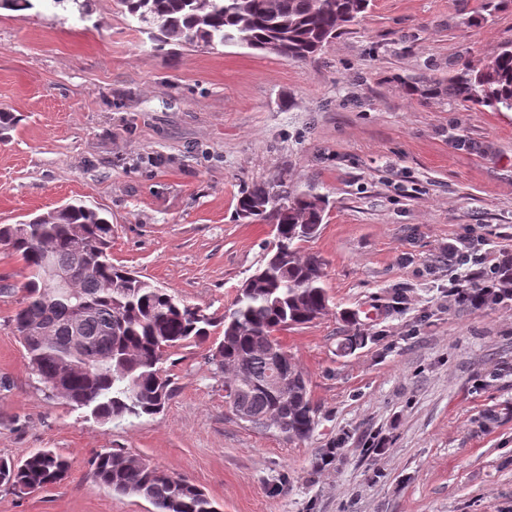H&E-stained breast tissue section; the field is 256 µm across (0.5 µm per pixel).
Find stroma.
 Instances as JSON below:
<instances>
[{
    "label": "stroma",
    "mask_w": 512,
    "mask_h": 512,
    "mask_svg": "<svg viewBox=\"0 0 512 512\" xmlns=\"http://www.w3.org/2000/svg\"><path fill=\"white\" fill-rule=\"evenodd\" d=\"M509 40L512 0H370L307 62L158 50L116 0L0 10V110L20 118L0 138V224L87 200L112 224L113 264L218 318L273 239L237 198L285 180L329 200L301 250L323 259L330 298L278 333L308 381L309 439L232 415L217 328L168 354L162 412L104 424L31 374L11 324L24 263L0 245V458L71 462L48 489L0 487V512H154L92 481L105 451L188 479L221 512H512V300L459 305L450 283L484 267L446 260L466 236L512 258V112L448 86ZM357 331L365 345L340 353Z\"/></svg>",
    "instance_id": "obj_1"
}]
</instances>
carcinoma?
I'll return each instance as SVG.
<instances>
[{
  "instance_id": "carcinoma-1",
  "label": "carcinoma",
  "mask_w": 512,
  "mask_h": 512,
  "mask_svg": "<svg viewBox=\"0 0 512 512\" xmlns=\"http://www.w3.org/2000/svg\"><path fill=\"white\" fill-rule=\"evenodd\" d=\"M135 22H143L155 48L228 43L274 54L286 61L315 57L341 30L367 10L369 0H117ZM464 103L512 112V42L474 71L451 79ZM328 200L313 190L293 194L288 186L256 183L241 191L237 217L273 226V246L238 289L231 307L216 320L132 272L112 263V224L83 200L40 214L21 232L0 225V243L24 261L27 282L11 322L31 372L54 396L87 408L104 423L161 412L172 396L163 369L165 356L191 341L202 342L219 328L222 339L211 363L224 373L230 410L242 408L255 429H276L290 441H304L315 427L308 383L288 362V397L276 399L261 387L273 365L275 333L309 324L329 310L324 261L301 254L299 243L315 237ZM82 233L85 258L78 261L74 230ZM70 275L55 293L43 276L44 255ZM83 309L80 332L86 350L73 349L71 323ZM69 460L40 449L25 460H0V486L41 490L63 481ZM93 481L117 495H136L154 512H218L213 500L184 478L117 452L92 461Z\"/></svg>"
}]
</instances>
